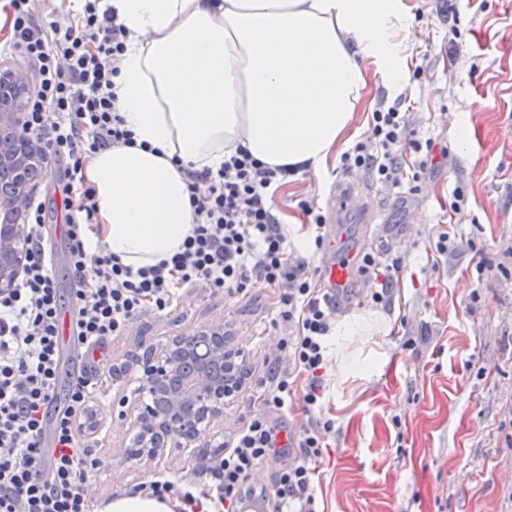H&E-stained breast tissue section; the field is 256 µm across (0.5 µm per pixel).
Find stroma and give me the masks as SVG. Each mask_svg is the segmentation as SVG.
I'll list each match as a JSON object with an SVG mask.
<instances>
[{
    "label": "stroma",
    "mask_w": 512,
    "mask_h": 512,
    "mask_svg": "<svg viewBox=\"0 0 512 512\" xmlns=\"http://www.w3.org/2000/svg\"><path fill=\"white\" fill-rule=\"evenodd\" d=\"M412 16L399 48L420 79L391 84L366 62L368 87L344 140L367 129L379 98L405 97L412 128L437 139L448 153L409 194L365 177L364 190L383 210L376 230L378 255L404 257L406 268L389 303L370 300V285L337 298V321L358 318L370 330L351 337L353 359L343 375L325 373L323 409L335 421L326 438L314 512H512V277L497 269L512 250V0H475L461 7L455 28L440 24L422 0H403ZM471 127L466 149L457 130ZM58 174L38 188L45 237L55 253L53 275L68 295L67 262ZM345 175L329 164L319 177L300 176L278 194L286 224L298 223V199L326 206ZM467 204L453 230L458 248L432 266L428 254L455 188ZM485 243L491 262L477 276L467 240ZM275 298L256 284L233 296L198 288L166 315L147 313L127 335L108 342L114 361L139 343L190 335L221 320L237 336L253 375L224 412L219 429L232 437L262 409L267 362L280 354V331L271 319ZM80 430L108 466L92 480L93 507L163 472L174 479L213 463V455L173 453L143 464L126 458L111 401L92 408Z\"/></svg>",
    "instance_id": "35a3bbf8"
}]
</instances>
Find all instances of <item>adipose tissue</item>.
<instances>
[{
	"label": "adipose tissue",
	"instance_id": "obj_1",
	"mask_svg": "<svg viewBox=\"0 0 512 512\" xmlns=\"http://www.w3.org/2000/svg\"><path fill=\"white\" fill-rule=\"evenodd\" d=\"M129 31L112 78L134 142L84 168L98 208L88 253L133 267L180 250L194 223L186 168L244 146L320 174L367 88L365 60L407 76L402 0H106Z\"/></svg>",
	"mask_w": 512,
	"mask_h": 512
}]
</instances>
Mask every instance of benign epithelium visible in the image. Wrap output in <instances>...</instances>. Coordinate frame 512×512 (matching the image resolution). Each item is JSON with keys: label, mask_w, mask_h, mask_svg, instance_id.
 I'll return each instance as SVG.
<instances>
[{"label": "benign epithelium", "mask_w": 512, "mask_h": 512, "mask_svg": "<svg viewBox=\"0 0 512 512\" xmlns=\"http://www.w3.org/2000/svg\"><path fill=\"white\" fill-rule=\"evenodd\" d=\"M29 77L20 66L0 63V209L14 219L0 224V294L11 292L26 261L22 247L27 202L45 177L41 151L20 135ZM141 353L112 368V380L138 374L151 400L142 402L123 394L119 419L129 420L139 437V461H153L168 450H186L191 445L217 446L211 426L224 418L249 385L251 373L236 336L218 322L191 336H170L142 345Z\"/></svg>", "instance_id": "7a95c632"}]
</instances>
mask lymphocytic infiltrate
Listing matches in <instances>:
<instances>
[{
    "mask_svg": "<svg viewBox=\"0 0 512 512\" xmlns=\"http://www.w3.org/2000/svg\"><path fill=\"white\" fill-rule=\"evenodd\" d=\"M98 0L56 21L55 0H7L12 28L0 57L18 56L34 69L22 130L40 144L45 160L63 168L60 191L67 209L68 264L74 286L61 296L44 237V209L29 201V258L16 287L0 297V512H90L89 481L103 462L82 439L77 420L97 395L87 374L73 378L59 399L60 316L72 314L70 342L83 358L98 361L109 338L124 335L144 312L162 314L193 288L233 295L259 282L276 297L274 325L283 334L287 361H273L262 413L228 443L211 467L213 484L197 477H157L143 491L175 497L191 508L216 496L234 512L252 471L277 452L280 435L270 420L302 386L304 410L297 449L280 469L273 512H312L314 477L333 422L321 405L322 372L336 314V296L321 287L288 238L279 191L293 168L267 167L244 147L225 156L218 170L187 172L196 222L180 251L158 264L133 268L107 251L88 256L85 240L97 222L93 193L83 168L93 155L129 145L112 91L115 63L126 30L99 14ZM402 101H379L368 129L340 157L343 173L362 171L390 189L417 193L422 174L436 160L437 144L410 127ZM404 260L383 262L364 253L359 271L376 287L371 300L385 304Z\"/></svg>",
    "mask_w": 512,
    "mask_h": 512,
    "instance_id": "f902f5d3",
    "label": "lymphocytic infiltrate"
}]
</instances>
